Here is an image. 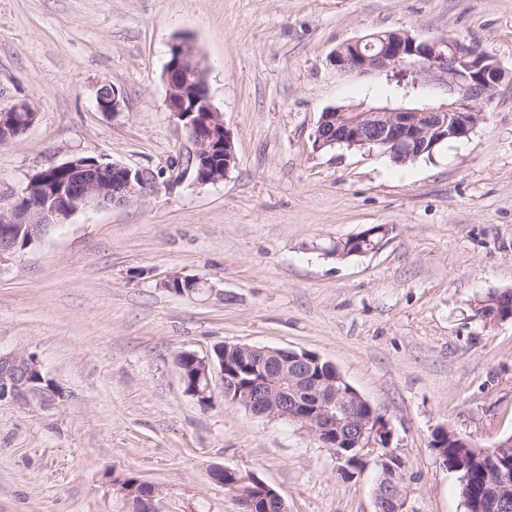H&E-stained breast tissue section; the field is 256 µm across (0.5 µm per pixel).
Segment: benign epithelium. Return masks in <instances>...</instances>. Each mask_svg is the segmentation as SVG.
<instances>
[{
    "mask_svg": "<svg viewBox=\"0 0 512 512\" xmlns=\"http://www.w3.org/2000/svg\"><path fill=\"white\" fill-rule=\"evenodd\" d=\"M365 39L348 43L351 50L337 49L332 62L340 71L360 73L397 72L412 76L414 81L443 82L448 94L457 101L446 107L422 109H390L370 107L354 113L353 117L336 122L335 133L329 132L330 113L322 114L315 136L316 146L345 145L371 147L402 160L414 156L421 147L432 151L445 144L448 138H467L479 119V106L494 98L504 72L493 57L485 52L465 46L455 40L442 38L419 41L408 34L393 33L381 40V48L374 55L362 52ZM192 40L186 36L176 38L170 47V60L165 69L167 84L166 104L170 112L184 122L191 145L188 157L198 160L199 168L187 167L200 185L215 184L224 179L236 161L232 136L224 131L221 146H215L213 136L205 135L203 127H224L222 116L213 107L210 98L188 99L184 90L190 79L206 77L204 65H195L186 53ZM16 106L0 112V131L11 130L13 136L25 133L32 123L17 124ZM67 174L66 182L50 187L42 178L29 177L19 193L3 200L0 208V271L12 260L15 237L27 224H65L78 211L121 206L155 188L156 178L145 169L97 160L81 162L70 159L58 165ZM242 350L256 356L250 364L254 379L245 387L229 384L233 370L224 358L214 360L212 354L204 356L189 352L191 369H177L186 394L195 398L201 393L189 389L190 377L205 381L206 390L215 391L214 382L220 381L224 398L244 405L257 417L291 420L299 423L321 447L331 449L339 463L338 470L350 473L351 463L374 460L381 471L375 491L376 509L386 512H407L404 486L405 464L397 451L391 448L392 430L387 420L373 421L371 412L362 421L352 424L346 417L344 401L336 391H324L320 379L313 375L320 367L321 357L309 351H288L282 372L292 371L294 387H285L281 372L271 373L265 368L267 356L273 351L266 348L244 346ZM50 379L42 361L36 354L0 351V401L14 405L29 402L36 384ZM477 459L492 462L495 477L485 480L478 502L488 501L493 512H507L512 506V464L505 461L508 452L500 447L476 448ZM462 473L459 482L464 497L474 496L472 472L466 470V461L452 468ZM144 512H162V490L151 482L142 485Z\"/></svg>",
    "mask_w": 512,
    "mask_h": 512,
    "instance_id": "obj_1",
    "label": "benign epithelium"
}]
</instances>
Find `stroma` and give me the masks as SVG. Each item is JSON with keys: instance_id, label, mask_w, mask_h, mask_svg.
<instances>
[{"instance_id": "stroma-1", "label": "stroma", "mask_w": 512, "mask_h": 512, "mask_svg": "<svg viewBox=\"0 0 512 512\" xmlns=\"http://www.w3.org/2000/svg\"><path fill=\"white\" fill-rule=\"evenodd\" d=\"M377 31L456 37L505 69L469 138L400 165L322 149L339 106L420 108L438 83L336 70ZM190 35L236 150L223 181L177 179L190 145L166 105L175 37ZM124 96L100 111V82ZM33 126L0 145V197L75 155L152 171L153 191L82 210L0 271V350L37 354L71 398L0 402V512H115L114 476L163 490L164 512H238L210 478L257 475L288 512H374L378 470L343 475L298 424L187 396L172 358L219 344L311 351L390 422L407 512H466L430 445L445 427L486 448L512 435V320L474 317L512 290V0H0V109ZM383 224L379 249L336 242ZM223 290L168 293L169 276Z\"/></svg>"}]
</instances>
